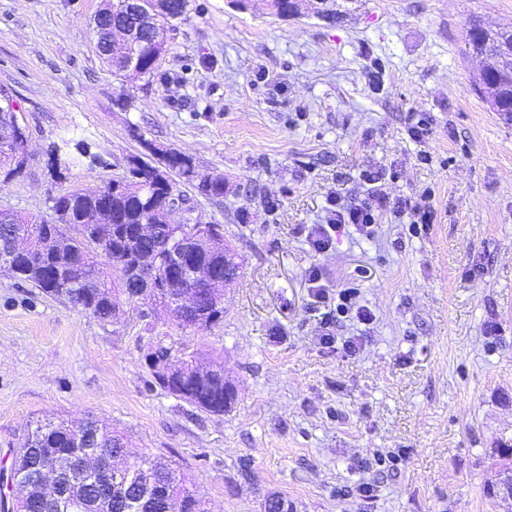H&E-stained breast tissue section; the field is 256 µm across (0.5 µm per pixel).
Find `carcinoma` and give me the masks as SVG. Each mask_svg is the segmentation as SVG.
I'll list each match as a JSON object with an SVG mask.
<instances>
[{"label": "carcinoma", "mask_w": 512, "mask_h": 512, "mask_svg": "<svg viewBox=\"0 0 512 512\" xmlns=\"http://www.w3.org/2000/svg\"><path fill=\"white\" fill-rule=\"evenodd\" d=\"M166 12L163 21L171 24L186 11L188 0H164ZM172 172L191 181L195 177L192 159L177 151L152 153L150 158L134 156L129 161L126 176L120 178L123 185L110 195L103 205L115 218L112 237L106 248H100L81 224L84 210L91 201L74 190L60 195L64 203L66 219L60 224H42L21 214H12L13 223L0 224V239L8 240L12 232L22 237L45 242L58 235L64 247L59 252L48 251L42 264L22 277V281L54 298L65 300L92 314L100 320L112 318V304L120 297L138 288L139 278L135 266L144 258L152 260L161 268L166 265L165 251L160 249L154 237L138 234L139 225L146 224L152 213L168 201L172 193L182 196L179 184L166 178V184L155 181L158 172ZM212 246L189 251L186 260L203 268L218 271L221 284L208 292L210 284L198 280L189 283L180 278H163L156 285L161 290L179 294V289H192L198 295L195 310L185 316L181 328L208 327L224 316V265L239 272L241 262L238 253L224 240V228L210 225ZM196 361L192 354L177 364L171 365V374L153 373L160 387L193 407L209 413L221 414L231 410L237 403L238 390L235 384L224 382V377L209 370H193ZM84 426L98 432L101 447L120 449L128 447L125 435L112 431L94 421ZM71 425L47 423L37 426L28 434L22 447L13 458V467L18 478L24 470L34 469L48 458L57 460L58 475L55 484L58 492L46 494L37 486L23 489V497L14 506L15 512H71L69 504L74 500L84 503V512H96L100 507L95 490L105 481H113L112 455L88 453L74 446L67 430ZM123 474L139 487L144 507L142 512H166L162 499L155 496L154 479L163 482L172 496L183 504L184 512H207L206 501L196 493L192 480L172 467L165 460L143 454L125 459Z\"/></svg>", "instance_id": "1"}]
</instances>
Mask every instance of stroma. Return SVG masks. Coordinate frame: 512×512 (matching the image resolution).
<instances>
[{
  "label": "stroma",
  "instance_id": "stroma-1",
  "mask_svg": "<svg viewBox=\"0 0 512 512\" xmlns=\"http://www.w3.org/2000/svg\"><path fill=\"white\" fill-rule=\"evenodd\" d=\"M101 5L0 0V89L30 133L0 211L50 217L146 146L175 149L223 178L219 199L181 189L241 274L223 320L182 329L127 301L102 321L0 272V463L37 424L93 419L179 466L210 512L270 495L288 512H512L486 493L512 445V122L476 93L465 44L470 21L512 25V0H336L333 23L190 0L154 74L122 79L96 50ZM373 187L432 223L390 213L373 239L311 250L328 199ZM314 268L372 320L318 302ZM159 345L223 366L234 408L162 389Z\"/></svg>",
  "mask_w": 512,
  "mask_h": 512
}]
</instances>
